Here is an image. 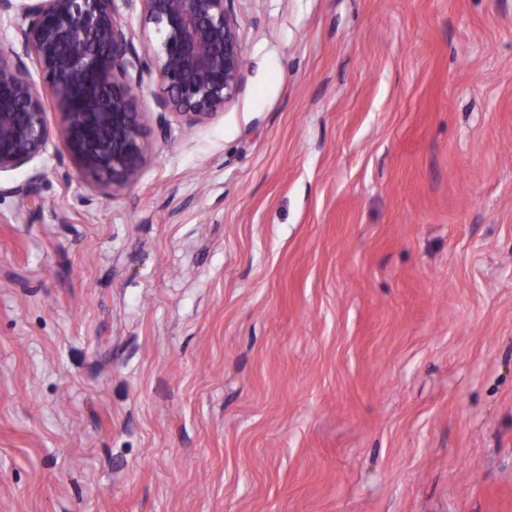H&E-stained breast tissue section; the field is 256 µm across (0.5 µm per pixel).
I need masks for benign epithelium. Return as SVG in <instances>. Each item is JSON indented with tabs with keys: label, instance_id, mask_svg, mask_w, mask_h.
<instances>
[{
	"label": "benign epithelium",
	"instance_id": "7a95c632",
	"mask_svg": "<svg viewBox=\"0 0 512 512\" xmlns=\"http://www.w3.org/2000/svg\"><path fill=\"white\" fill-rule=\"evenodd\" d=\"M234 2L0 0V27L14 29L0 47V174L34 163L57 138L89 190L131 187L150 159L145 79L161 87L153 105L163 138L170 118L201 125L241 94ZM125 11L138 12L139 31Z\"/></svg>",
	"mask_w": 512,
	"mask_h": 512
}]
</instances>
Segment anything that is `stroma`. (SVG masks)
<instances>
[{
	"mask_svg": "<svg viewBox=\"0 0 512 512\" xmlns=\"http://www.w3.org/2000/svg\"><path fill=\"white\" fill-rule=\"evenodd\" d=\"M235 9L133 186L0 177V512H512V0Z\"/></svg>",
	"mask_w": 512,
	"mask_h": 512,
	"instance_id": "obj_1",
	"label": "stroma"
}]
</instances>
